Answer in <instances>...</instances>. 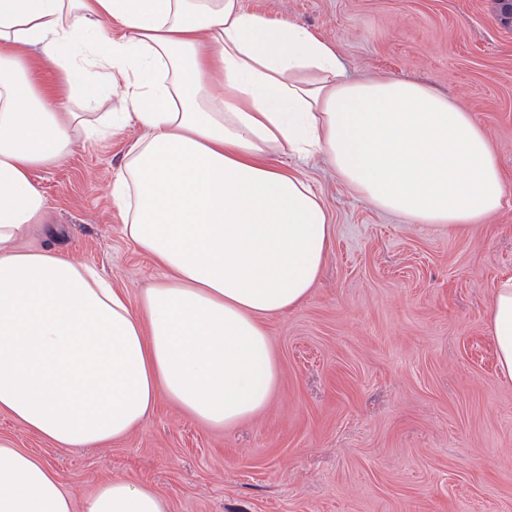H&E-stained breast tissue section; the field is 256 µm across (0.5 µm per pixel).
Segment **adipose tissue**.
<instances>
[{"instance_id":"1","label":"adipose tissue","mask_w":512,"mask_h":512,"mask_svg":"<svg viewBox=\"0 0 512 512\" xmlns=\"http://www.w3.org/2000/svg\"><path fill=\"white\" fill-rule=\"evenodd\" d=\"M102 89L119 111L97 113ZM131 125L111 203L161 271L135 307L94 267L19 245L45 213L32 170ZM316 155L375 207L452 232L512 191L470 112L412 80H349L330 44L242 0H0V411L71 448L125 437L162 397L220 427L263 410L264 322L310 296L333 240L300 170ZM487 330L511 382L512 276ZM73 508L0 439V512ZM83 512L170 506L111 480Z\"/></svg>"}]
</instances>
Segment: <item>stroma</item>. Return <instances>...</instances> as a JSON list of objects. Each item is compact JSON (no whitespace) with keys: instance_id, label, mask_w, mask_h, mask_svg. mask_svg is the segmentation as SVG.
Segmentation results:
<instances>
[{"instance_id":"35a3bbf8","label":"stroma","mask_w":512,"mask_h":512,"mask_svg":"<svg viewBox=\"0 0 512 512\" xmlns=\"http://www.w3.org/2000/svg\"><path fill=\"white\" fill-rule=\"evenodd\" d=\"M243 4L306 26L351 79H414L472 112L512 177V29L496 0ZM139 134L35 168L48 220L23 242L95 265L133 303L160 272L109 192ZM302 169L334 238L308 299L266 322L280 375L260 413L214 428L163 399L123 439L59 448L0 412V437L48 460L75 504L127 479L171 512H512V382L486 328L492 287L512 273V198L451 233L376 209L321 158Z\"/></svg>"}]
</instances>
